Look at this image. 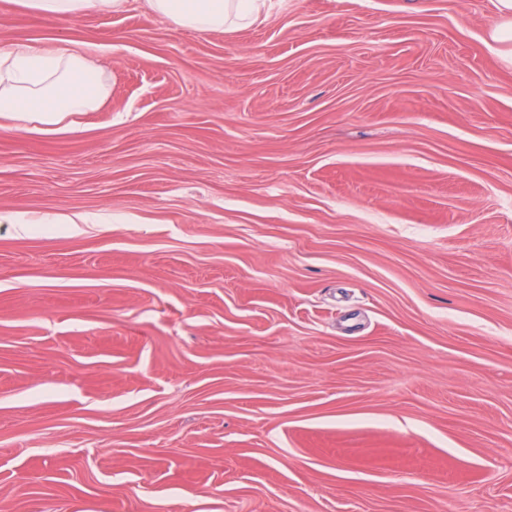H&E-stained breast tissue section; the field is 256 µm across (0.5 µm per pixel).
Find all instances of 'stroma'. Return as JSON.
<instances>
[{
    "mask_svg": "<svg viewBox=\"0 0 512 512\" xmlns=\"http://www.w3.org/2000/svg\"><path fill=\"white\" fill-rule=\"evenodd\" d=\"M492 0H128L110 96L0 118V512H512V67ZM157 19L177 28L228 32L254 24L266 0H144ZM493 1L496 16L484 41L503 62L512 64V1Z\"/></svg>",
    "mask_w": 512,
    "mask_h": 512,
    "instance_id": "35a3bbf8",
    "label": "stroma"
}]
</instances>
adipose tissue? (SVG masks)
I'll list each match as a JSON object with an SVG mask.
<instances>
[{
    "label": "adipose tissue",
    "mask_w": 512,
    "mask_h": 512,
    "mask_svg": "<svg viewBox=\"0 0 512 512\" xmlns=\"http://www.w3.org/2000/svg\"><path fill=\"white\" fill-rule=\"evenodd\" d=\"M146 9L169 25L202 32H228L254 24L266 0H144ZM23 10L52 23L88 13L125 10L127 0H17ZM495 20L487 47L512 64V0H494ZM109 95L100 69L86 49L58 42L36 48L14 43L0 48V117L39 123L54 130L76 112L99 110Z\"/></svg>",
    "instance_id": "adipose-tissue-1"
}]
</instances>
